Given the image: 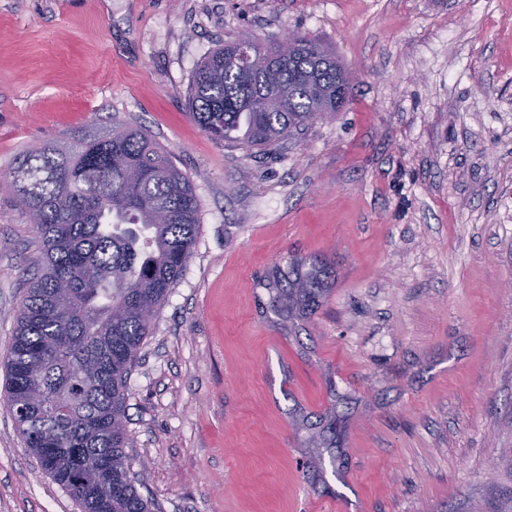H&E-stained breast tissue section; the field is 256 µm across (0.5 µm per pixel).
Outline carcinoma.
<instances>
[{
	"label": "carcinoma",
	"mask_w": 512,
	"mask_h": 512,
	"mask_svg": "<svg viewBox=\"0 0 512 512\" xmlns=\"http://www.w3.org/2000/svg\"><path fill=\"white\" fill-rule=\"evenodd\" d=\"M336 55L301 34L288 50L249 34L196 66L191 119L211 140L271 148L348 98ZM7 182L34 214L37 271L16 315L3 401L26 448L80 512H155L131 477L128 376L198 234L193 182L142 130L116 125L24 151ZM280 313L307 305L328 272L304 259L264 283Z\"/></svg>",
	"instance_id": "obj_1"
}]
</instances>
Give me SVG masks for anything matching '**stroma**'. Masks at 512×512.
<instances>
[{"mask_svg": "<svg viewBox=\"0 0 512 512\" xmlns=\"http://www.w3.org/2000/svg\"><path fill=\"white\" fill-rule=\"evenodd\" d=\"M298 32L352 75L279 145L187 114L218 41ZM139 126L199 231L129 383L135 487L160 512H512V0H0V176ZM38 255L0 184V362ZM304 258L330 286L275 314ZM0 512H78L0 404Z\"/></svg>", "mask_w": 512, "mask_h": 512, "instance_id": "1", "label": "stroma"}]
</instances>
